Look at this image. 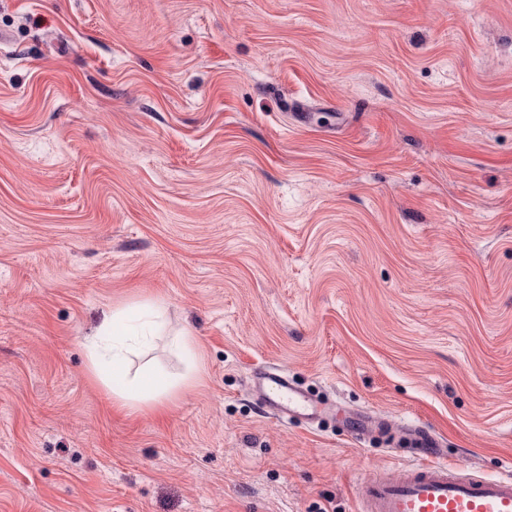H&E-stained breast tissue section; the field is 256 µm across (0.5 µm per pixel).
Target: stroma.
Returning a JSON list of instances; mask_svg holds the SVG:
<instances>
[{
	"label": "stroma",
	"instance_id": "1",
	"mask_svg": "<svg viewBox=\"0 0 512 512\" xmlns=\"http://www.w3.org/2000/svg\"><path fill=\"white\" fill-rule=\"evenodd\" d=\"M153 305L201 372L132 413L88 340ZM412 423L512 469V0H0V512H360ZM250 390L258 393V399L266 412L288 424L295 418L309 423H320L327 415V408L301 390L287 375L273 367H265L253 373ZM353 421L350 433L358 438H365L371 434H384L387 432V426L384 420H371L370 417H362L354 414L351 417Z\"/></svg>",
	"mask_w": 512,
	"mask_h": 512
}]
</instances>
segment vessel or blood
I'll use <instances>...</instances> for the list:
<instances>
[{
	"label": "vessel or blood",
	"mask_w": 512,
	"mask_h": 512,
	"mask_svg": "<svg viewBox=\"0 0 512 512\" xmlns=\"http://www.w3.org/2000/svg\"><path fill=\"white\" fill-rule=\"evenodd\" d=\"M249 387L266 412L281 422L302 418L313 424L327 414L321 402L275 368L254 372ZM386 430L384 421L356 415L350 433L364 438ZM407 440L421 462L391 476L364 479L358 488L362 512H512V474L464 476L462 465L440 461L442 439L420 425L409 428Z\"/></svg>",
	"instance_id": "b4317fda"
}]
</instances>
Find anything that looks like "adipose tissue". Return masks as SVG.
Instances as JSON below:
<instances>
[{
	"instance_id": "ef3b65f1",
	"label": "adipose tissue",
	"mask_w": 512,
	"mask_h": 512,
	"mask_svg": "<svg viewBox=\"0 0 512 512\" xmlns=\"http://www.w3.org/2000/svg\"><path fill=\"white\" fill-rule=\"evenodd\" d=\"M162 324L152 314L133 308L113 309L99 329L101 339L89 349L92 374L112 393L115 405L130 412L154 409L171 401L195 379L196 347L190 334L180 333L174 349L183 355L190 368L177 379L151 369H133L132 357L158 335Z\"/></svg>"
}]
</instances>
